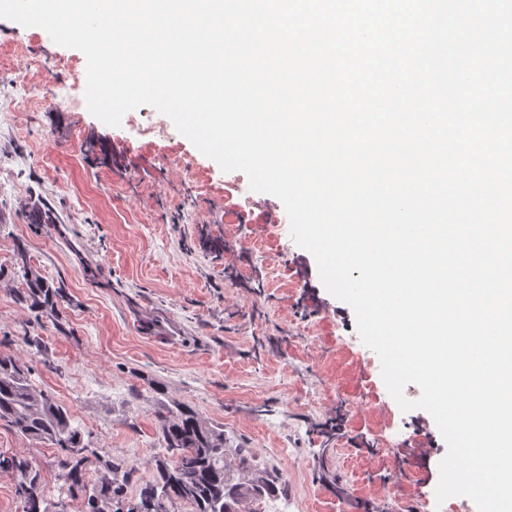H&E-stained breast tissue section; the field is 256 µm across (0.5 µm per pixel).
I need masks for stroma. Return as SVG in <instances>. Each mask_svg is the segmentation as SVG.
<instances>
[{"instance_id":"35a3bbf8","label":"stroma","mask_w":512,"mask_h":512,"mask_svg":"<svg viewBox=\"0 0 512 512\" xmlns=\"http://www.w3.org/2000/svg\"><path fill=\"white\" fill-rule=\"evenodd\" d=\"M84 71L79 50L0 18V354L69 407L90 449L131 468L129 500L153 481L179 404L268 469L288 512H444L441 433L389 394L281 201L152 107L104 124ZM34 209L50 223H30ZM27 269L59 290L55 318L23 301ZM0 452L28 456L47 498L83 512L61 497L51 445L0 421Z\"/></svg>"}]
</instances>
